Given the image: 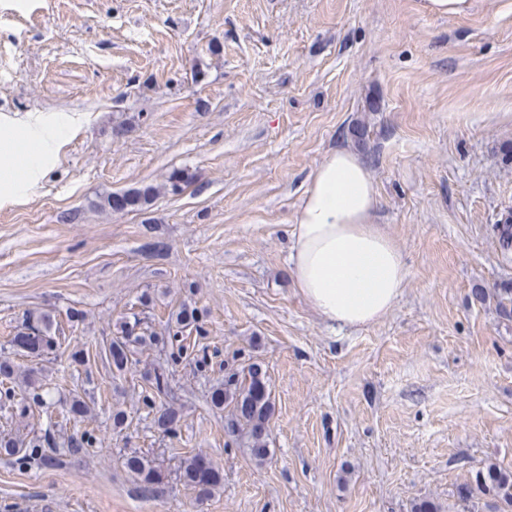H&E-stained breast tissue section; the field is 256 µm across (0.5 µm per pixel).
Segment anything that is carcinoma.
<instances>
[{"mask_svg": "<svg viewBox=\"0 0 512 512\" xmlns=\"http://www.w3.org/2000/svg\"><path fill=\"white\" fill-rule=\"evenodd\" d=\"M193 182V175L187 170H175L169 177L171 191L181 192ZM151 186L124 193H111L103 198L101 207L115 212L135 210L147 204L153 196ZM502 245L512 247V211L500 215L496 221ZM500 316L512 320V289L504 288L498 295ZM206 315L195 307L182 304L168 313L164 327L156 331L149 325L150 315H133V321L121 318L114 324L112 337L101 349L112 375L121 376L135 364V347L150 345L164 354V364L142 374L143 386L139 392V403L151 416V427L174 445L181 428V413L172 404L162 402V397L171 392V381L178 368H190L203 376L213 365V356L204 348L189 341L192 334H206ZM62 333L61 324L50 311L30 312L26 315L22 330L13 339V344L39 360L56 359L59 356ZM210 405L215 409H226L227 434L231 437H246L250 441L252 456L262 462L269 454L267 437L269 423L275 405L269 388L267 370L257 361L240 369L224 368V383L213 388L209 396ZM50 392L34 379V370L19 374V365L8 355L0 354V410L11 413L19 408L25 415L32 408L45 411L54 407ZM91 407L79 394L65 402L60 417L50 421V428L44 434L26 440L10 430H0V455L15 458L20 466L32 460L51 462L53 458L46 449L56 447L52 432H64L70 423L87 419ZM68 447L76 450L102 447L101 438L85 430L67 436ZM124 466L138 487L155 494L161 490L166 476L155 459L133 450L125 455ZM179 479L196 492L200 498L212 495L224 479L223 472L206 455L196 452L187 455L181 462ZM490 498L496 504V512H512V470L504 469L494 462L479 468L472 480L457 487L459 512H479V500Z\"/></svg>", "mask_w": 512, "mask_h": 512, "instance_id": "cac0c4a2", "label": "carcinoma"}]
</instances>
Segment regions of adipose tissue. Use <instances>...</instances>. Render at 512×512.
<instances>
[{"instance_id":"ef3b65f1","label":"adipose tissue","mask_w":512,"mask_h":512,"mask_svg":"<svg viewBox=\"0 0 512 512\" xmlns=\"http://www.w3.org/2000/svg\"><path fill=\"white\" fill-rule=\"evenodd\" d=\"M76 119L37 115L0 134L13 159L0 172V204L17 202L51 165ZM380 198L363 158L339 147L312 171L291 230L289 271L324 321L365 327L379 321L402 293L407 268L385 228Z\"/></svg>"}]
</instances>
